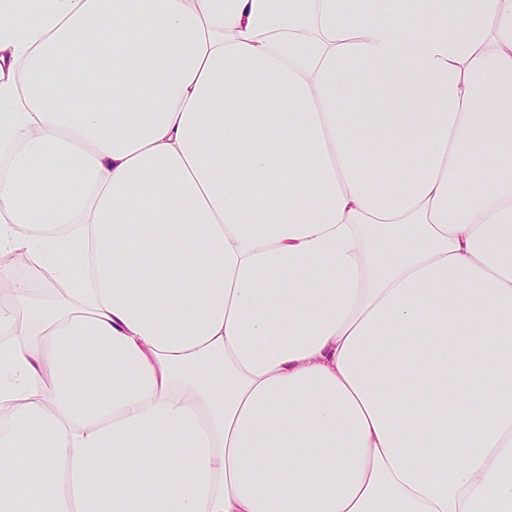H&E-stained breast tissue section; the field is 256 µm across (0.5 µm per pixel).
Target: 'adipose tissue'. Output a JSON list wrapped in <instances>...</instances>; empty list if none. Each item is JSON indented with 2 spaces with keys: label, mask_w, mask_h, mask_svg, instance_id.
Listing matches in <instances>:
<instances>
[{
  "label": "adipose tissue",
  "mask_w": 512,
  "mask_h": 512,
  "mask_svg": "<svg viewBox=\"0 0 512 512\" xmlns=\"http://www.w3.org/2000/svg\"><path fill=\"white\" fill-rule=\"evenodd\" d=\"M18 249L0 512H512V0H0ZM0 263L12 266L17 274L29 279L35 286L39 287L35 288V292L39 296L50 297L55 294L56 288L49 287L51 283L49 275L44 271L36 272L32 270L22 253L16 252L9 255H2L0 256Z\"/></svg>",
  "instance_id": "1"
}]
</instances>
